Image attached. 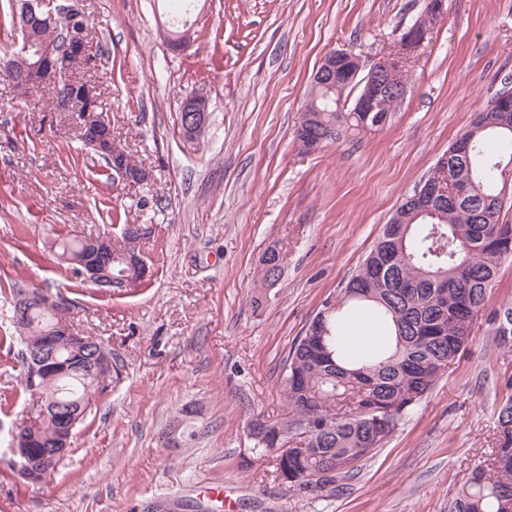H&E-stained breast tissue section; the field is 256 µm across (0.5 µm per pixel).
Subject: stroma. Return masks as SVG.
I'll return each instance as SVG.
<instances>
[{
  "label": "stroma",
  "mask_w": 512,
  "mask_h": 512,
  "mask_svg": "<svg viewBox=\"0 0 512 512\" xmlns=\"http://www.w3.org/2000/svg\"><path fill=\"white\" fill-rule=\"evenodd\" d=\"M428 0H193L187 48L164 34L171 0H78L90 23L95 82L113 134L152 173L128 186L74 147L51 89L20 94L0 77V336H12L14 284L64 292L72 324L100 338L117 371L46 482L9 468L8 444L30 411L18 354L0 347V512H449L477 465L504 441L497 414L512 390V346L490 316L512 303L504 262L466 351L357 465L351 488L315 502L286 491L267 462L240 461L255 411L282 416L277 378L325 301L340 298L402 200L469 127L512 91V0H446L413 55L410 88L385 126L317 152L295 129L325 55L372 62ZM198 94L210 119L196 138L178 122ZM151 224L152 275L121 296L76 285L63 237ZM284 272L264 288L263 252ZM198 413L178 445L161 435L179 409Z\"/></svg>",
  "instance_id": "stroma-1"
}]
</instances>
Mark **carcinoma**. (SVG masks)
Returning a JSON list of instances; mask_svg holds the SVG:
<instances>
[{"label":"carcinoma","mask_w":512,"mask_h":512,"mask_svg":"<svg viewBox=\"0 0 512 512\" xmlns=\"http://www.w3.org/2000/svg\"><path fill=\"white\" fill-rule=\"evenodd\" d=\"M3 23L17 31L24 27L22 10L7 3L0 14ZM35 40H49L66 52L67 34L41 25L30 29ZM16 51L3 53L12 64L6 77L27 92L23 66L14 61ZM84 84L59 77L51 86L52 110L57 112L74 98L82 102ZM363 89L355 80L329 87L311 85L298 127L313 123L331 129L335 144L377 128L375 114L355 111ZM462 139L471 141L462 160L448 157L460 194L431 200L411 195L400 205L347 282L340 300L322 305L326 312V336L304 334L291 347L278 381L286 408L285 418L308 416L312 428L305 431V449L286 455L273 452L286 437L278 436L281 420L253 416L247 427L254 436L252 453L268 461L279 484L304 485L313 499L340 496L353 478L356 464L370 457L395 429L399 419L432 390L466 349L475 318L482 311L501 265L512 258L506 244L512 242V224L502 221L508 199L501 196L502 169L512 162V110H479ZM121 225L112 238V271L124 269L120 257L129 249ZM90 238H64L58 243L60 257L75 278L85 281L77 259ZM284 257L277 248L267 249L260 259V276L271 285L281 276ZM367 312L394 342L383 344L371 356H355L341 345L347 318ZM506 328L496 335L503 346L512 343V305L495 311ZM53 314L32 311L19 336L1 338V344L20 341L21 354L31 343L48 338ZM93 351L76 352L55 339V357L44 373L31 381L26 371L24 392L36 398V435L29 452L54 448L55 436L65 427L74 433L91 411L95 395L108 391L80 370ZM492 464L494 476L483 469L472 472L458 492L451 512H508L512 507V437L505 438Z\"/></svg>","instance_id":"cac0c4a2"}]
</instances>
